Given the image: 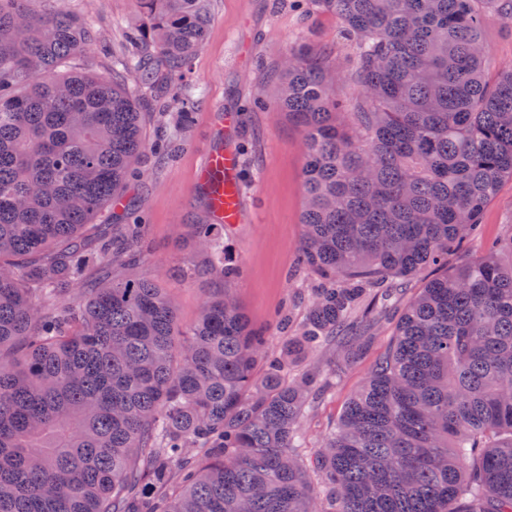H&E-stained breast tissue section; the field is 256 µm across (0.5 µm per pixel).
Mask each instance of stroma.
<instances>
[{
	"instance_id": "1",
	"label": "stroma",
	"mask_w": 512,
	"mask_h": 512,
	"mask_svg": "<svg viewBox=\"0 0 512 512\" xmlns=\"http://www.w3.org/2000/svg\"><path fill=\"white\" fill-rule=\"evenodd\" d=\"M209 25L206 40L192 60L186 85L134 87L136 99L151 102L145 133L163 131L169 153L157 158L146 152L140 165L147 179L131 181L119 214L135 213L149 226L141 269L162 275L182 325L197 319L206 295L204 282L183 277V270L201 258L182 245L189 224L198 219L194 176L204 152L225 139L243 145L241 172L256 174L244 185L243 217L224 227V241L238 258L243 277L232 291L254 327L274 335L275 319L291 311L304 316L303 299L314 284L300 269L297 256L303 238L304 191L301 171L306 146L300 129L285 113L272 108L278 84L271 73L289 43L303 40L344 58L348 50L337 40L339 21L332 12L309 10L305 0H206ZM45 12L65 10L78 15L95 32L91 52L74 63L108 77L121 74L129 57L131 32L151 25L135 0H42ZM482 41L487 75L512 67V24L488 16ZM190 101L195 120L180 127L177 115ZM237 109L239 123L230 135L219 132L227 110ZM512 236V181L502 182L481 217L480 236L464 253H449V266L486 254L488 244ZM396 315H389L374 334L371 348L349 365L326 400L316 404L303 427L309 448H318L334 429L354 392L365 382L373 361L389 343Z\"/></svg>"
}]
</instances>
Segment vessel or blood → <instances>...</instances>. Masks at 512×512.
Here are the masks:
<instances>
[{
    "label": "vessel or blood",
    "instance_id": "1",
    "mask_svg": "<svg viewBox=\"0 0 512 512\" xmlns=\"http://www.w3.org/2000/svg\"><path fill=\"white\" fill-rule=\"evenodd\" d=\"M239 158L232 144L206 152L195 173L197 184L211 191L209 220L214 224H236L242 218L243 196L238 186Z\"/></svg>",
    "mask_w": 512,
    "mask_h": 512
}]
</instances>
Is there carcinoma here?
<instances>
[{
    "mask_svg": "<svg viewBox=\"0 0 512 512\" xmlns=\"http://www.w3.org/2000/svg\"><path fill=\"white\" fill-rule=\"evenodd\" d=\"M39 0H0V512H512V236L448 268L512 180V68L486 80L476 0H309L333 12L361 98L295 42L273 105L306 142L297 263L318 280L270 349L227 284L242 268L205 220L186 244L217 273L196 322L139 271L148 225L93 220L148 142L123 83L64 71L94 32ZM128 74L187 78L202 0H137ZM346 119H340L341 114ZM441 269L407 305L322 445L303 419L372 337L367 292ZM75 288L84 292L76 294ZM332 368L290 374L322 348Z\"/></svg>",
    "mask_w": 512,
    "mask_h": 512,
    "instance_id": "obj_1",
    "label": "carcinoma"
}]
</instances>
